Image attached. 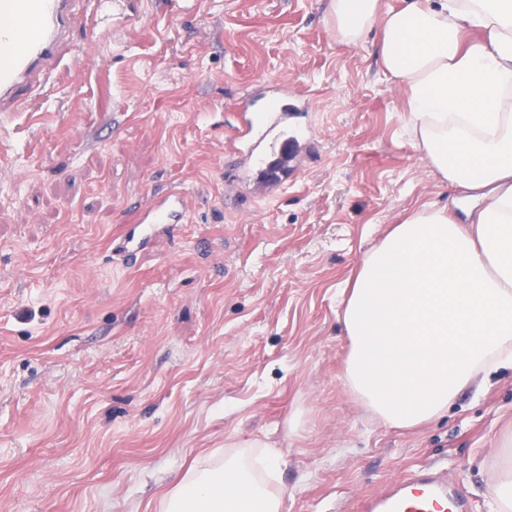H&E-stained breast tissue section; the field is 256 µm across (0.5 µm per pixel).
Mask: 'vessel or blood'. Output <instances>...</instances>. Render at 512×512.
<instances>
[{
  "label": "vessel or blood",
  "instance_id": "1",
  "mask_svg": "<svg viewBox=\"0 0 512 512\" xmlns=\"http://www.w3.org/2000/svg\"><path fill=\"white\" fill-rule=\"evenodd\" d=\"M80 0H0V113L26 111L32 91L50 74L68 67ZM288 111L246 92L232 114L229 154L243 182L261 179L281 188L288 168L285 143L277 133ZM192 206L184 189L170 187L136 206L131 221L150 230L157 224L186 223ZM473 502L443 474L408 470L379 492L358 500L355 512H475Z\"/></svg>",
  "mask_w": 512,
  "mask_h": 512
}]
</instances>
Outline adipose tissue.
Here are the masks:
<instances>
[{"mask_svg": "<svg viewBox=\"0 0 512 512\" xmlns=\"http://www.w3.org/2000/svg\"><path fill=\"white\" fill-rule=\"evenodd\" d=\"M337 40L379 27L416 146L476 210L423 205L362 260L343 302L345 384L382 423L445 413L478 375L512 368V0H330ZM476 30L480 39L464 42ZM270 449L244 444L197 462L159 512H282Z\"/></svg>", "mask_w": 512, "mask_h": 512, "instance_id": "obj_1", "label": "adipose tissue"}]
</instances>
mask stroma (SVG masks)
Wrapping results in <instances>:
<instances>
[{"mask_svg": "<svg viewBox=\"0 0 512 512\" xmlns=\"http://www.w3.org/2000/svg\"><path fill=\"white\" fill-rule=\"evenodd\" d=\"M70 50L0 121V512H156L202 451L246 441L282 455L283 512H354L421 466L491 512L512 368L411 429L343 382L341 288L404 211L465 194L415 147L379 30L341 45L329 0H112ZM262 78L309 98L316 140L272 196L226 156ZM174 185L186 223L122 269V217Z\"/></svg>", "mask_w": 512, "mask_h": 512, "instance_id": "35a3bbf8", "label": "stroma"}]
</instances>
